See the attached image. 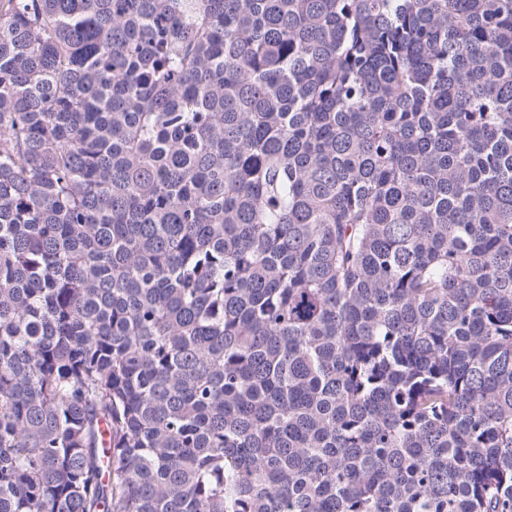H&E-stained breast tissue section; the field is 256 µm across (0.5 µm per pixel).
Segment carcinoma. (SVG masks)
I'll return each mask as SVG.
<instances>
[{
    "mask_svg": "<svg viewBox=\"0 0 512 512\" xmlns=\"http://www.w3.org/2000/svg\"><path fill=\"white\" fill-rule=\"evenodd\" d=\"M0 512H512V0H0Z\"/></svg>",
    "mask_w": 512,
    "mask_h": 512,
    "instance_id": "cac0c4a2",
    "label": "carcinoma"
}]
</instances>
